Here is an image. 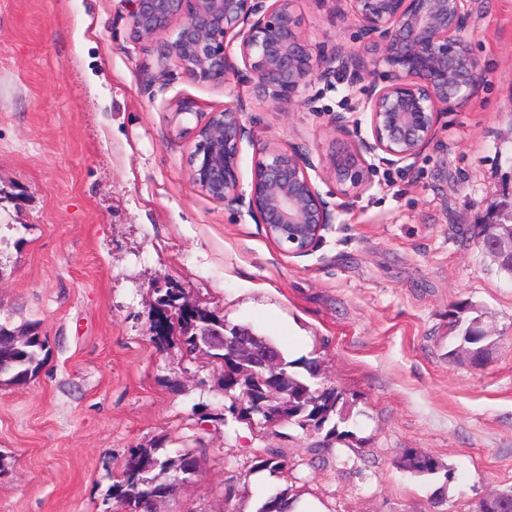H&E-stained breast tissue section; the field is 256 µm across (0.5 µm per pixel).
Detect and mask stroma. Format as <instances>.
<instances>
[{
    "label": "stroma",
    "mask_w": 512,
    "mask_h": 512,
    "mask_svg": "<svg viewBox=\"0 0 512 512\" xmlns=\"http://www.w3.org/2000/svg\"><path fill=\"white\" fill-rule=\"evenodd\" d=\"M472 2L460 36L478 93L415 163L376 161L371 187L343 196L322 159L370 138V74L353 91L337 69L278 112L247 75L212 87L159 61L126 0H0V315L36 325L49 349L37 376L0 386V512H121L112 485L136 446L197 459L158 512H256L287 487L320 512H471L512 487V279L471 238L512 203V0ZM295 8L313 54L362 49L335 0ZM183 98L242 108L243 182L258 143L308 154L336 207L317 248L284 254L246 211L197 190ZM167 280L286 360L318 361L317 384L350 409L346 437L234 419L219 362L158 334ZM466 303L492 333L479 366L449 356ZM264 448L283 474L256 478ZM411 450L442 472L404 468Z\"/></svg>",
    "instance_id": "35a3bbf8"
}]
</instances>
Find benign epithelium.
I'll return each mask as SVG.
<instances>
[{"instance_id": "7a95c632", "label": "benign epithelium", "mask_w": 512, "mask_h": 512, "mask_svg": "<svg viewBox=\"0 0 512 512\" xmlns=\"http://www.w3.org/2000/svg\"><path fill=\"white\" fill-rule=\"evenodd\" d=\"M128 2L136 38L152 41L177 28L173 41L160 44L158 56L177 59L191 82L220 87L245 72L255 97L279 110L299 104L301 89L314 77L336 73L338 59L357 76L383 68L384 81L365 90L362 105L372 139L350 143L322 160L342 195L369 187L371 157L382 153L393 165L420 158L434 140L440 113L465 106L482 80L478 60L460 38L472 0H336L367 42L360 52L337 49L330 58L313 55L294 0ZM186 113L197 118L185 129L196 141L189 161L193 185L227 207L247 206L284 253L312 250L332 223V213L311 181L307 154L275 141L258 145L245 192L242 110L226 105L198 112L194 101L183 98L175 114ZM487 228L499 271L512 277V210ZM211 344L229 358L250 353L245 335L213 337Z\"/></svg>"}]
</instances>
